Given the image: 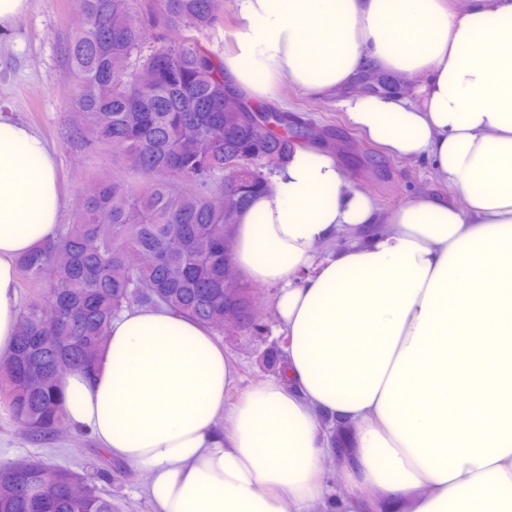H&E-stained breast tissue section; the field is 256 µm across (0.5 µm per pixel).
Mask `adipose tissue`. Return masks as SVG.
<instances>
[{
  "label": "adipose tissue",
  "instance_id": "adipose-tissue-1",
  "mask_svg": "<svg viewBox=\"0 0 512 512\" xmlns=\"http://www.w3.org/2000/svg\"><path fill=\"white\" fill-rule=\"evenodd\" d=\"M234 8L232 83L335 97L352 128L459 200L384 210L335 155L296 147L233 240L235 270L277 289L286 378L232 397L236 370L207 328L133 306L95 375L61 378L70 425L148 473L154 512H512V0ZM371 64L412 93L354 92ZM60 213L45 143L0 115V361L16 260L57 237Z\"/></svg>",
  "mask_w": 512,
  "mask_h": 512
}]
</instances>
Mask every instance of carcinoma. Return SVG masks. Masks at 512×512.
<instances>
[{"mask_svg":"<svg viewBox=\"0 0 512 512\" xmlns=\"http://www.w3.org/2000/svg\"><path fill=\"white\" fill-rule=\"evenodd\" d=\"M78 2L86 23L70 35L66 55L82 84L69 97L87 124L75 133L112 146L142 181L115 177L91 188L74 224L17 260L28 285L48 282V298H65L53 325L43 321L41 302L27 303L11 356L0 363V406L36 441L67 425L60 378L96 370L125 306H163L210 329L230 322L246 336L264 335L245 288L224 275L238 213L264 182L260 168L276 170L294 147L336 138V130L258 106L228 83L223 59L198 38L219 21L214 0ZM158 51L171 67L141 89L128 73L131 58L143 66ZM358 83L370 93L406 89L374 68ZM227 97L240 102L223 112L235 132L230 143L210 125ZM172 171L182 187L156 179ZM131 249L142 257L134 268L125 261ZM262 361L286 377L277 346ZM76 482L79 474L38 459L0 465V512H114L97 487L72 497Z\"/></svg>","mask_w":512,"mask_h":512,"instance_id":"1","label":"carcinoma"}]
</instances>
